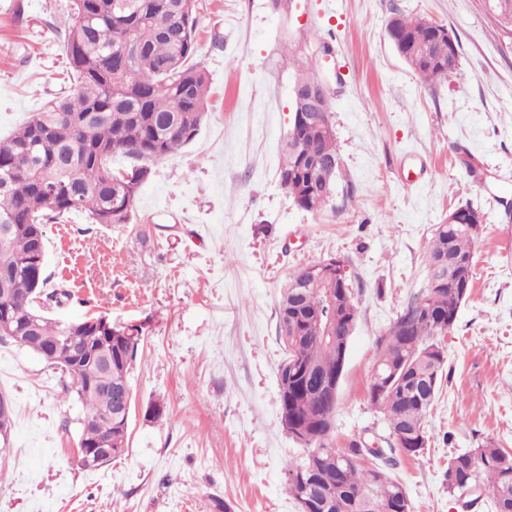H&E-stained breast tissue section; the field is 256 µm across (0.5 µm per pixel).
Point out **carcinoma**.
Returning a JSON list of instances; mask_svg holds the SVG:
<instances>
[{
    "label": "carcinoma",
    "mask_w": 512,
    "mask_h": 512,
    "mask_svg": "<svg viewBox=\"0 0 512 512\" xmlns=\"http://www.w3.org/2000/svg\"><path fill=\"white\" fill-rule=\"evenodd\" d=\"M197 0H72L74 21L61 32L75 88L49 102L12 135L0 140V311L6 310L22 346L53 358L62 372V393L82 404L83 438L100 435L95 418L112 414V451L128 444L130 374L140 338L124 330L81 332V358L62 339L61 324L36 309L46 248L32 255L41 225L84 212L96 224L127 223L151 165L198 135L209 92L205 71L190 63L196 51ZM492 17L512 32V0H490ZM388 37L399 55L429 85L459 71V48L437 36L422 19L397 14ZM288 64L294 85L320 84L318 61L296 53ZM296 143H285L281 185L308 212L325 207L339 168L318 174L340 160L331 110L297 128ZM133 161L113 171L112 155ZM478 233L471 225H435L427 252L429 282L422 299L409 304L380 338L368 386L392 442L379 455L354 441L340 453L329 444L336 405L324 399L318 378L341 379L357 308L342 282L321 277L325 260L298 269L283 288L277 308L278 337L285 351L279 367L281 422L288 435L302 430L309 449L303 461L288 464V494L305 497L309 512H410L403 485L389 469L396 455H419L429 440L425 418L440 388L446 357L438 341L452 328L470 293ZM112 350V384L96 379L101 354ZM448 494L468 489L492 496L494 512H512V454L480 444L448 460Z\"/></svg>",
    "instance_id": "1"
}]
</instances>
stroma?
Masks as SVG:
<instances>
[{
    "instance_id": "1",
    "label": "stroma",
    "mask_w": 512,
    "mask_h": 512,
    "mask_svg": "<svg viewBox=\"0 0 512 512\" xmlns=\"http://www.w3.org/2000/svg\"><path fill=\"white\" fill-rule=\"evenodd\" d=\"M71 0H0V138L71 91L57 32ZM193 57L210 79L196 138L152 165L124 224L74 214L44 226L45 275L68 295L60 321L103 317L139 332L126 453L77 464L81 406L60 373L0 343V394L13 423L0 512H298L286 464L302 449L281 426L277 304L291 274L342 261L358 320L332 444L386 440L367 388L378 342L428 282L432 230L464 204L484 222L473 285L440 336L447 362L425 419L430 436L392 473L411 512H465L444 481L449 457L493 442L512 453V38L483 0H200ZM444 25L457 76L429 86L388 40L394 14ZM333 51L341 171L317 213L280 185L294 71L286 46ZM160 405L163 414L152 418Z\"/></svg>"
}]
</instances>
